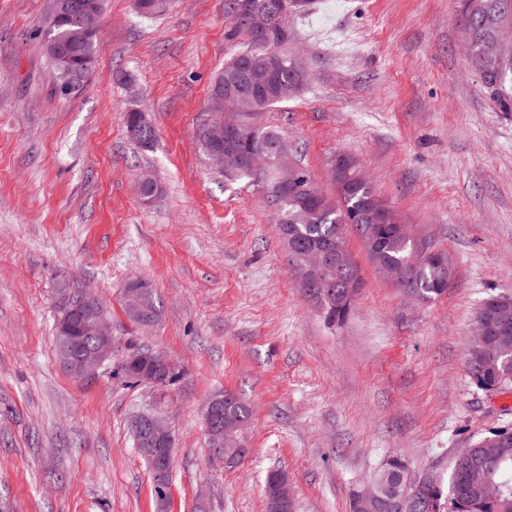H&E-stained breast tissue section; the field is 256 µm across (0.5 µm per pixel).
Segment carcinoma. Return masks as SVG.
<instances>
[{
  "mask_svg": "<svg viewBox=\"0 0 512 512\" xmlns=\"http://www.w3.org/2000/svg\"><path fill=\"white\" fill-rule=\"evenodd\" d=\"M71 0H54L52 17L58 22H49L44 32V48L53 67L55 85L82 84L92 69L98 31L89 34L83 30V21L70 8ZM279 0H224V15L229 20L228 37H246L252 44L250 50L235 55L224 65L209 90L212 119L224 116V103L216 100L219 84L224 75L240 62L250 59L254 62L255 85L261 89L275 82L279 85H303L307 79L305 70L296 61L283 57L284 67L275 74L267 73L262 65L264 56L288 41L291 29L288 21L310 10L312 0H285L286 9H281ZM256 11L268 16V27L254 30L241 24L237 13ZM461 12L468 21L469 63L472 68L484 71L483 81L495 87V103L507 112L512 111V91L503 87V82L487 69L493 66L499 56L512 57V52L502 49L495 30L504 23H512V0H461ZM71 53L72 68L67 70L59 62L58 50ZM279 100L262 93L252 103L237 102L238 113L244 118L248 138L244 147L259 150L265 146L284 141L275 130L255 122L257 114ZM128 136L143 147L149 148L155 141V129L148 114L137 109L125 115ZM224 180L230 183L249 180L252 175L236 166L234 160L224 157L220 168ZM332 180L336 185V196L330 197L322 191H315L303 182H297L286 190H277L273 182L264 185L271 194L275 216L279 223L288 225V232L282 234L287 246L306 245L331 241L346 243L338 237L340 226L366 223L367 208L379 211L389 205L360 176L353 159L346 157L335 165ZM366 249L376 245L391 264H403L412 252V243L396 234L387 224L372 227V236L363 239ZM441 276L440 269L427 265L413 273L415 292L426 301L440 295L435 284ZM355 278V268L341 270L334 293L322 299L330 317L342 320L351 303L347 295ZM141 304L149 310L150 318L140 322L142 326L155 323L160 317V301L154 289L146 288L140 295ZM469 375H479L484 387H503L512 390V325L499 335L490 337L481 344H471L467 349ZM250 410L237 396L224 400V418L248 421ZM407 473L405 462L391 458L370 478L375 497L368 502H352L351 512H512V436H503V431H490L488 435L474 441L469 448V459L456 458L448 479H437V485L417 489L406 487L396 481L400 474ZM288 481V475L281 470L270 471L265 480L264 494L267 512H294L293 501H288L280 511L273 508L272 499L277 486Z\"/></svg>",
  "mask_w": 512,
  "mask_h": 512,
  "instance_id": "cac0c4a2",
  "label": "carcinoma"
}]
</instances>
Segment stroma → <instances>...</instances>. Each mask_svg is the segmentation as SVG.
<instances>
[{"label":"stroma","mask_w":512,"mask_h":512,"mask_svg":"<svg viewBox=\"0 0 512 512\" xmlns=\"http://www.w3.org/2000/svg\"><path fill=\"white\" fill-rule=\"evenodd\" d=\"M52 2L0 0V512H266L272 469L295 512H350L388 458L445 476L512 426V393L477 388L465 358L479 304L512 294V112L468 65L457 0H314L290 23L282 51L307 83L262 122L327 193L353 156L452 262L443 294L417 302L349 232L363 286L341 324L305 288L267 189L225 182L201 150L209 87L246 44L225 36L224 0L152 16L104 0L90 76L67 96L43 49ZM132 109L152 147L128 138ZM134 278L158 294L154 325L123 311ZM65 286L100 299L118 353L165 351L180 379L136 385L115 361L70 374L54 344ZM219 391L251 408L250 452L223 471L202 416ZM146 410L175 440L163 504L130 429ZM128 136L143 147L149 148L155 141V129L148 114L137 109L125 115ZM288 480V475L281 470H271L265 480L264 486V494L266 499V510L267 512H293L294 511V503L292 500L288 501L286 507L282 510H275L272 505V499L274 496V491L277 486L281 482H286Z\"/></svg>","instance_id":"1"}]
</instances>
